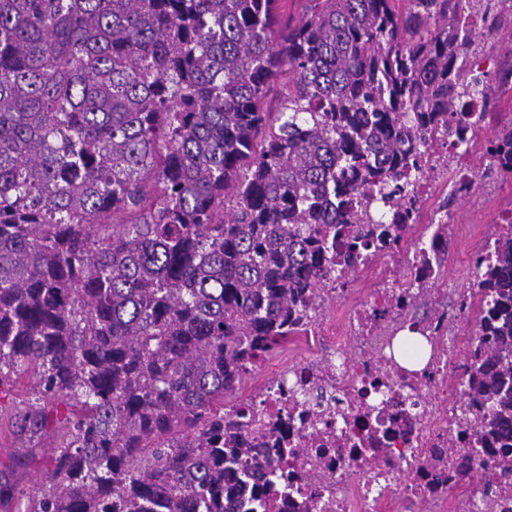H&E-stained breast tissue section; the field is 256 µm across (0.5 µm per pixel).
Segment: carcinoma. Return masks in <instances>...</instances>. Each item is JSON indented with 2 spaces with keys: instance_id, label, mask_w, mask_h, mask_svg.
<instances>
[{
  "instance_id": "obj_1",
  "label": "carcinoma",
  "mask_w": 512,
  "mask_h": 512,
  "mask_svg": "<svg viewBox=\"0 0 512 512\" xmlns=\"http://www.w3.org/2000/svg\"><path fill=\"white\" fill-rule=\"evenodd\" d=\"M0 0V396L63 425L31 512H231L251 453L224 397L298 332L328 265L413 221L425 133L490 122L491 0ZM291 75L276 112L274 80ZM490 153L512 165V125ZM483 295L472 400L512 440V237ZM486 490L512 479L470 456ZM23 491L0 481V507Z\"/></svg>"
}]
</instances>
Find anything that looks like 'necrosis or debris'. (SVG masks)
Listing matches in <instances>:
<instances>
[{"mask_svg": "<svg viewBox=\"0 0 512 512\" xmlns=\"http://www.w3.org/2000/svg\"><path fill=\"white\" fill-rule=\"evenodd\" d=\"M488 143L482 129L464 144L429 138L425 159L443 146L448 168L433 170L422 187L420 218L400 244L399 264L354 267L356 278L372 277L377 286L340 322L329 308L346 292L340 280L328 281L323 308L297 337L306 359L239 402L256 448L278 443L287 456L279 470L251 469V483L275 489L272 504L253 512H414L426 501L433 512H512V482L497 486L489 510L481 484L463 480L457 468L461 456L490 461L502 451L474 428L466 377H448L469 348L462 324L471 290H459L454 313H411L442 274L450 219L432 198L456 193L460 176L487 157ZM404 340L417 346V362L400 357Z\"/></svg>", "mask_w": 512, "mask_h": 512, "instance_id": "necrosis-or-debris-1", "label": "necrosis or debris"}]
</instances>
